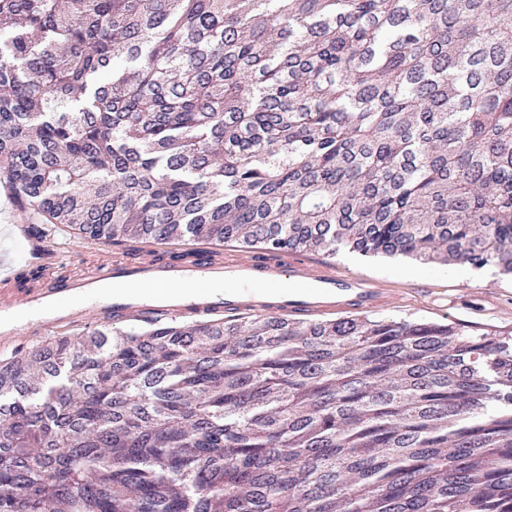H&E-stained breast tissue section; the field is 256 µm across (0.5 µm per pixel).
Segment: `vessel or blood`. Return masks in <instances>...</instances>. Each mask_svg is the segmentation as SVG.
Returning <instances> with one entry per match:
<instances>
[{
  "label": "vessel or blood",
  "instance_id": "vessel-or-blood-1",
  "mask_svg": "<svg viewBox=\"0 0 512 512\" xmlns=\"http://www.w3.org/2000/svg\"><path fill=\"white\" fill-rule=\"evenodd\" d=\"M182 250L181 260L160 253L134 265L101 260L84 277H57L36 290L21 285L18 264L0 262V345L73 331L92 320L239 313L305 319L356 316L390 303L377 282L307 257L285 262L228 249L219 259L212 247L194 242Z\"/></svg>",
  "mask_w": 512,
  "mask_h": 512
}]
</instances>
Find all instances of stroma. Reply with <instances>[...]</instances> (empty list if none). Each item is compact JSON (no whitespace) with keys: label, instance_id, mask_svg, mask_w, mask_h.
Segmentation results:
<instances>
[{"label":"stroma","instance_id":"obj_1","mask_svg":"<svg viewBox=\"0 0 512 512\" xmlns=\"http://www.w3.org/2000/svg\"><path fill=\"white\" fill-rule=\"evenodd\" d=\"M35 221V216L21 209L13 197L0 192V259L20 263L45 246L63 259L56 267L57 273L79 275L99 254L121 258L129 249L125 243L85 240L64 224L46 225V235L41 238L31 231ZM330 261L391 290L393 303L378 310V317L466 323L512 336V282L496 275L492 268H472L461 278L453 268L402 256L363 257L342 251ZM470 288L484 289L485 298L467 301Z\"/></svg>","mask_w":512,"mask_h":512}]
</instances>
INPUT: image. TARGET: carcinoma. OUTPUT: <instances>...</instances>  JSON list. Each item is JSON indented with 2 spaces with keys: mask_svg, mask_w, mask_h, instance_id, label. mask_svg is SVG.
I'll return each mask as SVG.
<instances>
[{
  "mask_svg": "<svg viewBox=\"0 0 512 512\" xmlns=\"http://www.w3.org/2000/svg\"><path fill=\"white\" fill-rule=\"evenodd\" d=\"M0 178L91 241L512 279V0H0ZM0 512H512V337L56 336L0 359Z\"/></svg>",
  "mask_w": 512,
  "mask_h": 512,
  "instance_id": "obj_1",
  "label": "carcinoma"
}]
</instances>
